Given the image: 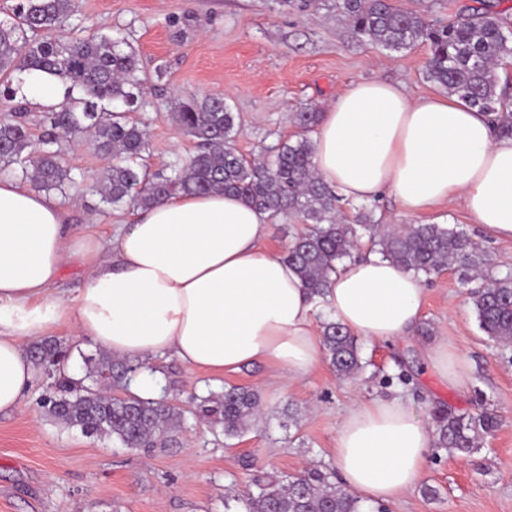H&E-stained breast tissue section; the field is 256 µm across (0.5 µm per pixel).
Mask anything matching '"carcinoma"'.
<instances>
[{"mask_svg":"<svg viewBox=\"0 0 512 512\" xmlns=\"http://www.w3.org/2000/svg\"><path fill=\"white\" fill-rule=\"evenodd\" d=\"M336 10L355 34L372 45L400 52L418 45L428 49L424 77L491 115L499 138H512V102L498 92L497 70L512 58V18L489 0L454 17L440 18L429 8L399 9L391 0H336ZM74 12V0H22L18 20L0 25V77L14 71H39L62 79L65 102L50 107L41 122V148L34 152L29 114L12 112L0 118V163L4 169L42 191L66 193L69 170L63 145L91 134L94 150L110 159L104 175L89 191L107 206L148 208L173 195L233 193L272 218L293 216L307 225L284 252L308 293L325 296L332 277L350 257L362 235L384 257L427 279L447 267L456 268L467 283L481 274L483 283L471 291L479 328L497 343L512 342V274L494 275L476 244L463 232L440 224L391 226L384 230L373 211L358 208L355 223L339 215L340 197L316 173L310 133L321 112L306 104L294 113V137L268 149L262 159H247L234 148L237 116L220 96L190 93L172 107L176 125L195 143V151L171 176L151 174L143 164L146 130L128 113L108 106L137 101L143 80L139 57L127 38L61 34ZM323 347L336 375L352 378L363 368L354 337L330 319L322 324ZM30 357L53 379L54 395L43 401L46 412L86 434L117 439L127 448L149 452L176 442L186 425L184 411L160 398L126 393L142 363L101 352L87 359L89 387L65 370L70 357L59 340L44 339L30 347ZM123 390L125 395L112 394ZM258 394L230 386L197 405L196 416L238 436L259 413ZM434 446L467 458L478 440L494 432L498 416L451 411L434 413ZM257 491L235 498L242 512H362L360 500L336 482V473L314 467L287 480L256 483Z\"/></svg>","mask_w":512,"mask_h":512,"instance_id":"cac0c4a2","label":"carcinoma"}]
</instances>
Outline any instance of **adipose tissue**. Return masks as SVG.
I'll return each instance as SVG.
<instances>
[{
  "label": "adipose tissue",
  "instance_id": "obj_1",
  "mask_svg": "<svg viewBox=\"0 0 512 512\" xmlns=\"http://www.w3.org/2000/svg\"><path fill=\"white\" fill-rule=\"evenodd\" d=\"M317 174L346 200L390 194L408 215L457 196L473 223L512 238V139L485 113L383 80L337 93L312 136ZM267 212L234 194L177 195L138 210L109 238L72 231L66 209L0 176V414L21 409L40 370L25 342L67 323L113 356L235 373L263 363L291 380L318 362L315 300L294 266L261 245ZM87 273L75 298L54 294L64 267ZM425 288L377 253L344 263L325 295L332 320L372 342L408 338ZM432 369L465 390L469 365L447 343ZM432 429L399 396L357 403L337 432L340 482L365 504L390 502L421 479Z\"/></svg>",
  "mask_w": 512,
  "mask_h": 512
}]
</instances>
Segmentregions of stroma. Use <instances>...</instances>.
<instances>
[{"mask_svg": "<svg viewBox=\"0 0 512 512\" xmlns=\"http://www.w3.org/2000/svg\"><path fill=\"white\" fill-rule=\"evenodd\" d=\"M70 24L122 34L135 47L145 81L132 117L148 132L145 165L167 175L194 151L171 119L172 102L189 92L225 98L239 123L235 146L254 158L295 134L297 108L326 106L356 83L382 79L414 95L437 91L424 78L425 46L376 48L352 32L333 0L304 10L282 0H75ZM64 152L72 181L62 204L74 226L105 235L133 218V208L104 206L87 190L108 159L83 139ZM376 204L379 223L456 228L479 244L496 274L512 272V241L482 232L458 199L417 217L386 194ZM424 288L421 332L397 343L359 339L366 367L351 379L337 378L323 359L287 383L272 380L261 364L217 377L172 359L156 362L158 393L188 412L196 397L229 386L256 391L261 413L234 438L194 419L175 447L151 453L90 437L45 413L49 382L40 378L23 408L0 415V512H224L225 493L253 491L254 477L330 465L348 409L389 395L404 397L426 422L437 409L473 414L486 407L502 425L470 458L430 453L420 482L387 503V512H512V344L494 343L480 330L470 287L456 270ZM439 340L470 363L466 392L425 368L423 350ZM403 371L412 374L410 385L397 382Z\"/></svg>", "mask_w": 512, "mask_h": 512, "instance_id": "stroma-1", "label": "stroma"}]
</instances>
